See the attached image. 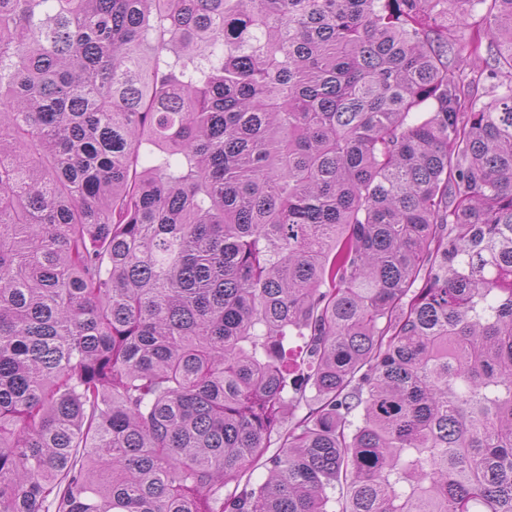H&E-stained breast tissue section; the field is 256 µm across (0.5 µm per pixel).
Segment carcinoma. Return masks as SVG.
<instances>
[{
  "instance_id": "carcinoma-1",
  "label": "carcinoma",
  "mask_w": 512,
  "mask_h": 512,
  "mask_svg": "<svg viewBox=\"0 0 512 512\" xmlns=\"http://www.w3.org/2000/svg\"><path fill=\"white\" fill-rule=\"evenodd\" d=\"M502 70L512 0H0V512H512Z\"/></svg>"
}]
</instances>
